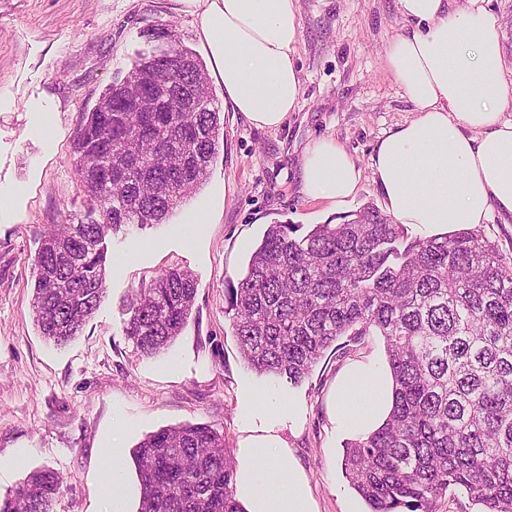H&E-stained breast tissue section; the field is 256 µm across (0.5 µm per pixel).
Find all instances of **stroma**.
<instances>
[{
	"label": "stroma",
	"mask_w": 512,
	"mask_h": 512,
	"mask_svg": "<svg viewBox=\"0 0 512 512\" xmlns=\"http://www.w3.org/2000/svg\"><path fill=\"white\" fill-rule=\"evenodd\" d=\"M295 63L302 94L278 129L221 114L223 141L206 181L160 224L125 226L104 240L106 294L82 333L63 347L46 341L31 309L32 263L50 225L92 218L76 174L74 137L105 89L152 51L143 31L173 24L201 61L209 56L183 0H0V499L30 472L64 479L53 512H106V448L117 422L126 448L182 424L224 432L231 452L247 435L246 396L278 392L291 411L279 434L304 470L316 512H369L341 468L348 437L335 428L340 374L384 366L381 337L345 358L325 352L301 384L244 364L224 314V286L246 268L271 224L341 223L382 194L370 157L380 137L413 117L383 53L405 21L396 0H299ZM342 144L362 170L342 208L306 197L302 158L316 140ZM207 221L186 236V212ZM197 280L191 319L163 353L147 357L124 333L125 297L162 272Z\"/></svg>",
	"instance_id": "obj_1"
}]
</instances>
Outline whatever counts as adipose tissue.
I'll return each mask as SVG.
<instances>
[{
  "label": "adipose tissue",
  "instance_id": "1",
  "mask_svg": "<svg viewBox=\"0 0 512 512\" xmlns=\"http://www.w3.org/2000/svg\"><path fill=\"white\" fill-rule=\"evenodd\" d=\"M199 20L216 77L234 111L274 130L302 94L294 53L300 38L298 0H183ZM484 0H396L407 25L384 50V64L416 112L379 138L371 156L386 214L424 235L472 229L493 214L512 215V117H507L503 63L505 24ZM362 171L347 149L317 140L303 157V193L332 207L352 198ZM389 371L381 370L364 401L350 380L338 385L335 416L346 434L381 426L393 405ZM274 391L248 408L249 436L238 451L236 494L247 512H314L307 479L273 426ZM112 480L101 489L107 512H138L127 491L128 453L108 450Z\"/></svg>",
  "mask_w": 512,
  "mask_h": 512
}]
</instances>
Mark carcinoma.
<instances>
[{
    "instance_id": "obj_1",
    "label": "carcinoma",
    "mask_w": 512,
    "mask_h": 512,
    "mask_svg": "<svg viewBox=\"0 0 512 512\" xmlns=\"http://www.w3.org/2000/svg\"><path fill=\"white\" fill-rule=\"evenodd\" d=\"M145 36L160 46L105 90L75 138L76 174L101 220L53 225L34 259L35 322L57 346L101 303L102 240L122 225L165 221L206 181L219 151L220 112L203 63L171 24ZM156 65L174 88H199L193 107L175 112V96L164 93L158 111H138L136 91L147 93ZM301 229L269 225L243 274L227 282L224 314L247 365L297 385L328 348L345 356L363 337H382L394 403L381 428L345 445L352 488L370 512H436L450 487L479 512H512V258L476 229L411 239L369 205L342 223ZM196 293L179 269L132 290L126 335L146 356L161 352L185 328ZM132 460L139 512H245L224 433L211 425L152 432ZM61 483L55 471H33L0 512H51Z\"/></svg>"
}]
</instances>
